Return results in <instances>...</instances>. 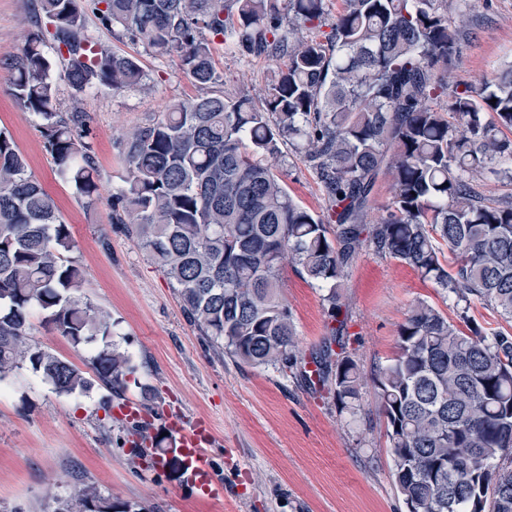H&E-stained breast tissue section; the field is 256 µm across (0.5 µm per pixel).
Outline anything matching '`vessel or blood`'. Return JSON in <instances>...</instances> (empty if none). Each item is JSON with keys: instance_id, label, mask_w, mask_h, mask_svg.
<instances>
[{"instance_id": "b4317fda", "label": "vessel or blood", "mask_w": 512, "mask_h": 512, "mask_svg": "<svg viewBox=\"0 0 512 512\" xmlns=\"http://www.w3.org/2000/svg\"><path fill=\"white\" fill-rule=\"evenodd\" d=\"M166 428L184 457L189 486L200 489L211 499L222 498L223 490L212 478L208 453L214 440L211 424L203 419L176 415L168 417Z\"/></svg>"}]
</instances>
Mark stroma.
Listing matches in <instances>:
<instances>
[{"mask_svg":"<svg viewBox=\"0 0 512 512\" xmlns=\"http://www.w3.org/2000/svg\"><path fill=\"white\" fill-rule=\"evenodd\" d=\"M34 5L35 0H0V53L17 50L35 28ZM88 29L104 48L136 57L146 75L144 87L123 92L98 87L76 97L66 84L58 86L61 110L78 109L90 118L103 196L124 184L121 133L149 123L169 101L221 92L263 94L267 59L240 56L223 37L213 39L222 81L204 86L181 68L177 54L148 52L122 27L107 30L93 18ZM465 33L449 81L479 87L512 65V0H475ZM10 82L9 69L0 65V129L11 135L70 226L73 255L87 272L82 295L111 315V340L135 366L126 398L150 406L155 431L176 410L211 422V467L224 498H204L168 465L149 466L131 454L126 424L107 419L100 407L105 389L60 396L23 368L8 379L9 394L0 399V504L14 512H42L49 498H67L92 485L112 500L151 512H404L370 376L395 355L397 329L411 303L427 301L454 323L452 302L407 264L372 252L360 255L342 290L350 347L365 378L351 409L307 386L298 370L256 369L218 356L184 318L163 270L121 225L111 223L107 205L86 210L58 176L37 117L15 101ZM282 152L289 194L323 214L326 200L316 172L293 147L283 146ZM281 294L294 315L301 360L310 362L327 335L326 291L288 266ZM29 321L33 340L88 368L93 346H72L43 325L38 310H31Z\"/></svg>","mask_w":512,"mask_h":512,"instance_id":"35a3bbf8","label":"stroma"}]
</instances>
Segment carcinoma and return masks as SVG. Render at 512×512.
I'll use <instances>...</instances> for the list:
<instances>
[{
	"label": "carcinoma",
	"instance_id": "carcinoma-1",
	"mask_svg": "<svg viewBox=\"0 0 512 512\" xmlns=\"http://www.w3.org/2000/svg\"><path fill=\"white\" fill-rule=\"evenodd\" d=\"M470 0H38L47 31L0 56L11 92L40 120L45 148L88 209L113 224L172 280L186 320L211 347L253 368L297 365L293 314L281 295L285 265L328 289L330 338L316 375L342 407L363 380L344 338L339 290L364 252L411 266L457 303L462 331L424 300L398 329V351L372 377L386 420L395 485L411 512H512V335L468 316L471 301L512 320V193L484 194L493 175L512 185V66L494 83L448 89ZM120 25L153 53L179 54L197 83L221 80L206 33L232 39L272 69L263 97L243 92L172 101L122 137L125 186L103 199L87 115L62 112L51 73L80 95L144 85L132 56L86 33L87 14ZM329 27L304 38L305 26ZM447 98L445 108L432 102ZM288 142L320 179L327 211L288 193L269 160ZM391 201L367 223L379 177ZM26 157L0 130V382L27 367L60 396L97 386L122 399L130 357L112 324L80 292L85 273ZM454 257L448 264L445 253ZM73 345L100 340L85 371L31 339L29 311ZM50 512H142L96 487Z\"/></svg>",
	"mask_w": 512,
	"mask_h": 512
}]
</instances>
